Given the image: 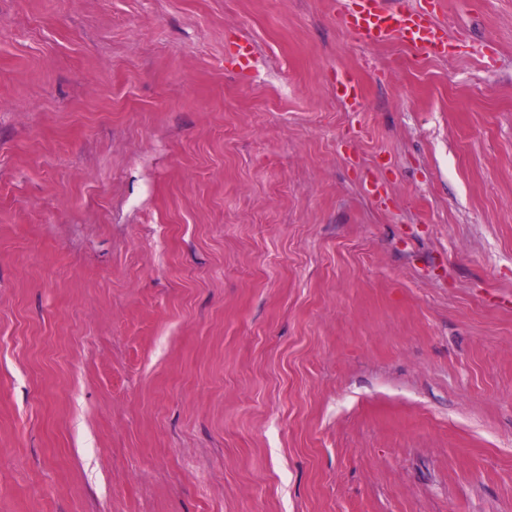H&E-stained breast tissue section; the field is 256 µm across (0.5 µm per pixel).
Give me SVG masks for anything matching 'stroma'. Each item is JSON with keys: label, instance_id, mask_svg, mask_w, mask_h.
<instances>
[{"label": "stroma", "instance_id": "stroma-1", "mask_svg": "<svg viewBox=\"0 0 512 512\" xmlns=\"http://www.w3.org/2000/svg\"><path fill=\"white\" fill-rule=\"evenodd\" d=\"M349 5L0 0V512H512V0ZM357 9H347L340 20L365 41L379 43L394 36L410 43L420 54L440 56L448 53V38L433 21L441 0H431V10L391 8L381 0H359Z\"/></svg>", "mask_w": 512, "mask_h": 512}]
</instances>
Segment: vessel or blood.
<instances>
[{
  "label": "vessel or blood",
  "instance_id": "b4317fda",
  "mask_svg": "<svg viewBox=\"0 0 512 512\" xmlns=\"http://www.w3.org/2000/svg\"><path fill=\"white\" fill-rule=\"evenodd\" d=\"M441 0H431L429 8L402 10L385 5L384 0H358L356 8L341 13L344 26L365 41L379 43L398 37L424 55L448 52V39L433 20V10Z\"/></svg>",
  "mask_w": 512,
  "mask_h": 512
}]
</instances>
